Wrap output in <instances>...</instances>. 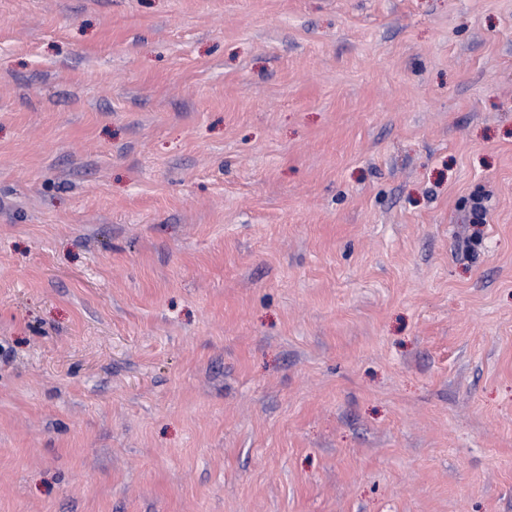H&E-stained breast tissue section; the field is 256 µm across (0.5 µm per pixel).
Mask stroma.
I'll use <instances>...</instances> for the list:
<instances>
[{"mask_svg": "<svg viewBox=\"0 0 512 512\" xmlns=\"http://www.w3.org/2000/svg\"><path fill=\"white\" fill-rule=\"evenodd\" d=\"M0 512H512V0H0Z\"/></svg>", "mask_w": 512, "mask_h": 512, "instance_id": "obj_1", "label": "stroma"}]
</instances>
